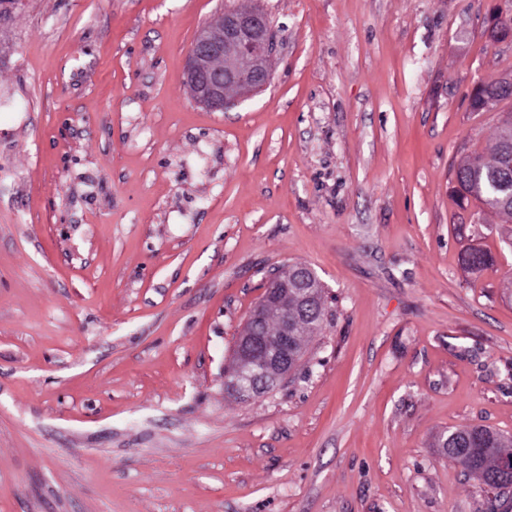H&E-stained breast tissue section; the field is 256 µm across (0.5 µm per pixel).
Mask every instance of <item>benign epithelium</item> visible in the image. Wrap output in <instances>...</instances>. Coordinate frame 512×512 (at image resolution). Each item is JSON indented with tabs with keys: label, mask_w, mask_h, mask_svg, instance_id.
<instances>
[{
	"label": "benign epithelium",
	"mask_w": 512,
	"mask_h": 512,
	"mask_svg": "<svg viewBox=\"0 0 512 512\" xmlns=\"http://www.w3.org/2000/svg\"><path fill=\"white\" fill-rule=\"evenodd\" d=\"M241 0L224 14V27L203 28L193 40L188 52L187 69L198 86L196 100L214 111H224L236 102L266 88L273 72L264 66L278 48L274 22L261 9ZM224 57V69L212 68L211 59ZM298 300L291 316H283L277 336L269 338L258 332L255 323L263 305L271 298L288 291V280L279 271L266 274L267 289L252 310L248 322L237 339L235 370L227 373L231 391L238 397H255L273 390L289 376L296 362L289 345L293 323L299 314H311L325 306L323 286L318 292L308 278V267L293 265Z\"/></svg>",
	"instance_id": "benign-epithelium-1"
}]
</instances>
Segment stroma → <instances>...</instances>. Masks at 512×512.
I'll list each match as a JSON object with an SVG mask.
<instances>
[{"label": "stroma", "instance_id": "35a3bbf8", "mask_svg": "<svg viewBox=\"0 0 512 512\" xmlns=\"http://www.w3.org/2000/svg\"><path fill=\"white\" fill-rule=\"evenodd\" d=\"M235 0H23L0 60V512H512L438 446L512 436V224L449 166L494 143L500 0H256L273 80L185 78ZM493 258L463 269L467 245ZM331 299L279 387L224 385L268 269ZM492 82H489L485 85H481L476 92L472 95L470 99V107L473 111H485L489 105H492L491 103V92L489 91V87L492 85ZM512 98V83H511V90H501L497 93L496 101L494 102V105H496L499 102H502L504 100H508Z\"/></svg>", "mask_w": 512, "mask_h": 512}]
</instances>
